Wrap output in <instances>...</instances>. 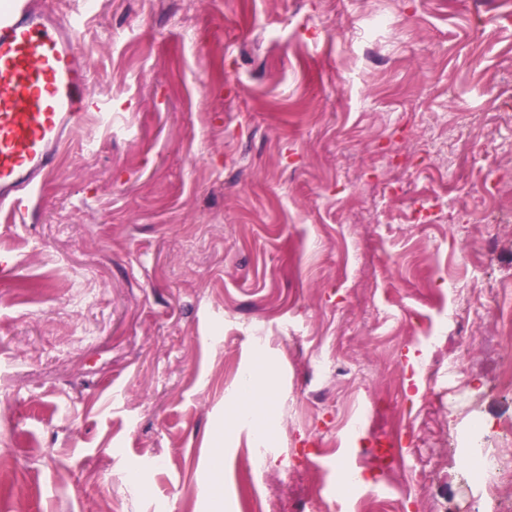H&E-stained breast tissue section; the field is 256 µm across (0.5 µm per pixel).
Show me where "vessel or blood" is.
Listing matches in <instances>:
<instances>
[{"instance_id":"vessel-or-blood-1","label":"vessel or blood","mask_w":512,"mask_h":512,"mask_svg":"<svg viewBox=\"0 0 512 512\" xmlns=\"http://www.w3.org/2000/svg\"><path fill=\"white\" fill-rule=\"evenodd\" d=\"M78 22L32 0L0 12V210L16 212L55 170L73 131L108 111L77 60Z\"/></svg>"}]
</instances>
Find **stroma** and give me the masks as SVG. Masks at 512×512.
<instances>
[{
  "label": "stroma",
  "instance_id": "stroma-1",
  "mask_svg": "<svg viewBox=\"0 0 512 512\" xmlns=\"http://www.w3.org/2000/svg\"><path fill=\"white\" fill-rule=\"evenodd\" d=\"M49 7L112 112L0 215V512H208L218 436L224 512H466L474 418L512 460V0ZM268 395V387L258 383L256 373H249L247 379L240 383V395L235 409L237 417L240 420L242 417H248L255 421L256 403Z\"/></svg>",
  "mask_w": 512,
  "mask_h": 512
}]
</instances>
